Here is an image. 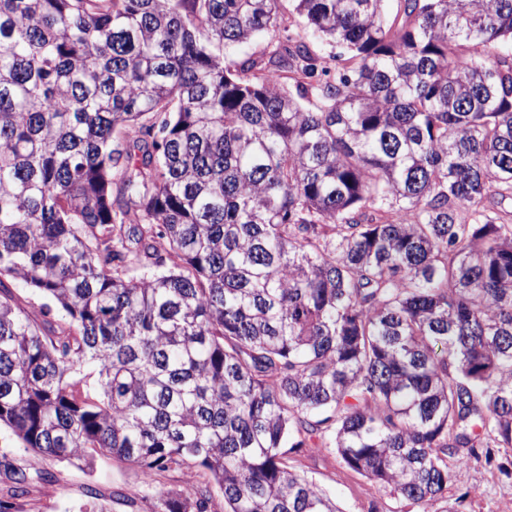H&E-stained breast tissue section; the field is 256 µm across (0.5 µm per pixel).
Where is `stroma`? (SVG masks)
<instances>
[{"instance_id":"stroma-1","label":"stroma","mask_w":512,"mask_h":512,"mask_svg":"<svg viewBox=\"0 0 512 512\" xmlns=\"http://www.w3.org/2000/svg\"><path fill=\"white\" fill-rule=\"evenodd\" d=\"M508 473L471 459H449V498L464 497L465 512H512V447L496 451ZM19 459L31 468L47 472L46 482L23 500L24 512H81L90 492L106 498L110 512H150L158 492L182 488L183 471L157 475L145 483L137 466L109 455L89 453L83 460L53 461L33 452H20ZM293 466L308 480L335 498L342 512H403L404 502L345 467L330 448H311L295 453Z\"/></svg>"}]
</instances>
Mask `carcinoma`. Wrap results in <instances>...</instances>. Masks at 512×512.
<instances>
[{"label":"carcinoma","instance_id":"obj_1","mask_svg":"<svg viewBox=\"0 0 512 512\" xmlns=\"http://www.w3.org/2000/svg\"><path fill=\"white\" fill-rule=\"evenodd\" d=\"M279 2L0 0V427L207 475L151 512H341L307 447L427 512L508 472L512 0H294L326 56ZM281 13L283 15L285 24L288 25L290 29L294 30L295 32H299L303 37H305L306 41L315 52L327 55L331 52H336L339 50L336 47L326 44L317 36L312 35L310 32L304 29L302 19L299 18L298 15L293 11V2L289 0H283L281 2ZM494 449L499 461L511 468V474L486 465L483 458L465 463L448 458V499L465 495V512H512V447Z\"/></svg>","mask_w":512,"mask_h":512}]
</instances>
